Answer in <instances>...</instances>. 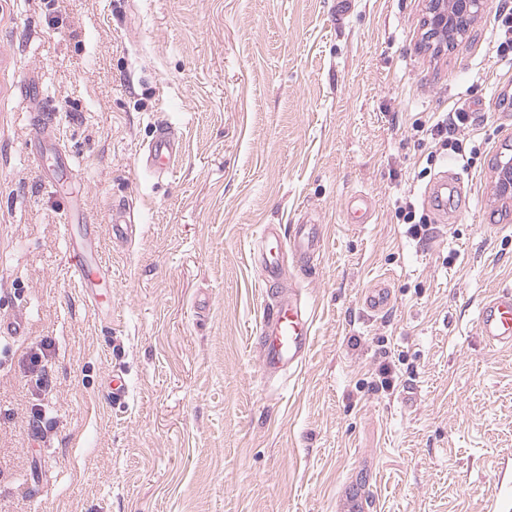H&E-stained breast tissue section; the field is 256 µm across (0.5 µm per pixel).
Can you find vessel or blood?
<instances>
[{"label": "vessel or blood", "mask_w": 512, "mask_h": 512, "mask_svg": "<svg viewBox=\"0 0 512 512\" xmlns=\"http://www.w3.org/2000/svg\"><path fill=\"white\" fill-rule=\"evenodd\" d=\"M181 151L179 141L168 130H160L149 146L144 159L147 171L165 172L173 169ZM112 238L124 241L134 236L136 228L127 221L125 208L112 211ZM98 234L92 225H84L71 239L72 263L82 288L111 286L112 268L103 260L97 243ZM260 269L266 284L275 286V300L263 310L258 329L261 370L273 378L298 368L309 350L313 318L296 291L278 290L282 276L280 259L291 255L298 262L308 263L319 256L322 236L319 225L298 224L289 234H282L278 225H264L255 241ZM478 333L490 345L512 348V291L503 290L486 297L476 319Z\"/></svg>", "instance_id": "b4317fda"}]
</instances>
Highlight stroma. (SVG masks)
<instances>
[{
  "mask_svg": "<svg viewBox=\"0 0 512 512\" xmlns=\"http://www.w3.org/2000/svg\"><path fill=\"white\" fill-rule=\"evenodd\" d=\"M336 2L0 0V319L22 324L0 333V512H336L355 494L365 512H512V349L476 329L512 285V67L492 31L512 0L441 50L424 0ZM459 107L462 154L416 130ZM163 128L183 152L152 174ZM445 172L467 195L437 211ZM357 194L365 224L345 214ZM74 201L112 267L108 314L69 263ZM119 203L128 243L107 229ZM306 220L323 249L281 285L311 306L312 344L269 380L251 250ZM378 282L391 303L370 313Z\"/></svg>",
  "mask_w": 512,
  "mask_h": 512,
  "instance_id": "obj_1",
  "label": "stroma"
}]
</instances>
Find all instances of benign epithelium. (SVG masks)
<instances>
[{
	"mask_svg": "<svg viewBox=\"0 0 512 512\" xmlns=\"http://www.w3.org/2000/svg\"><path fill=\"white\" fill-rule=\"evenodd\" d=\"M424 40L428 45L441 47L448 34H462L482 13L486 0H426Z\"/></svg>",
	"mask_w": 512,
	"mask_h": 512,
	"instance_id": "benign-epithelium-1",
	"label": "benign epithelium"
}]
</instances>
